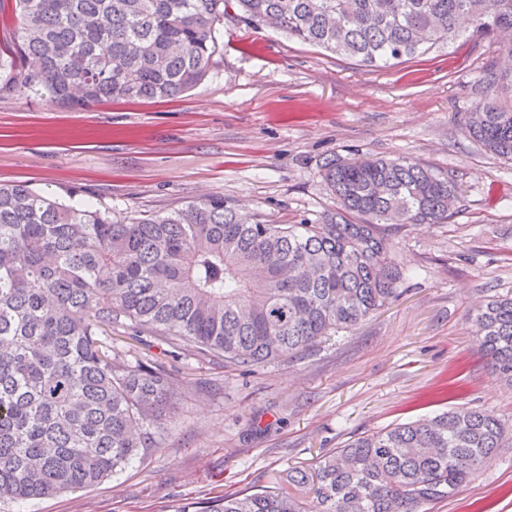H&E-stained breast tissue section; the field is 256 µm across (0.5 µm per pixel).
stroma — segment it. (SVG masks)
Segmentation results:
<instances>
[{
	"label": "stroma",
	"instance_id": "stroma-1",
	"mask_svg": "<svg viewBox=\"0 0 512 512\" xmlns=\"http://www.w3.org/2000/svg\"><path fill=\"white\" fill-rule=\"evenodd\" d=\"M221 40L210 75L178 98L80 109L1 98L0 183L121 217L213 195L303 224L334 206L323 165L370 154L452 176L457 211L444 224L388 231L403 271L399 297L298 358L244 374L116 328L126 361L172 373L167 439L91 489L0 502V512H174L454 406L495 413L506 433L495 457L429 512H512V387L491 372L470 320L491 296L512 292V160L466 129L486 95L512 105V88L486 81L488 67L512 65L501 44L442 41L378 69L231 18Z\"/></svg>",
	"mask_w": 512,
	"mask_h": 512
}]
</instances>
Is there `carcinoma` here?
<instances>
[{
  "mask_svg": "<svg viewBox=\"0 0 512 512\" xmlns=\"http://www.w3.org/2000/svg\"><path fill=\"white\" fill-rule=\"evenodd\" d=\"M15 26L0 54V98L65 108L173 99L201 83L228 9L258 27L386 68L441 37L512 31V0H0ZM470 135L512 159V106L489 98ZM336 208L315 224L249 221L222 197L124 219L26 184H0V501L87 490L169 435L175 392L161 366L127 363L116 325L241 371L291 359L353 329L398 296L381 225L444 224L457 182L417 162L325 163ZM493 372L512 385V294L471 315ZM494 414L454 407L364 433L257 492L194 512H425L455 495L501 447Z\"/></svg>",
  "mask_w": 512,
  "mask_h": 512,
  "instance_id": "carcinoma-1",
  "label": "carcinoma"
}]
</instances>
